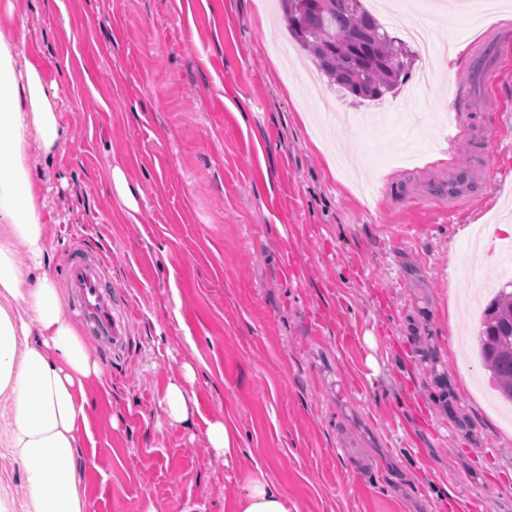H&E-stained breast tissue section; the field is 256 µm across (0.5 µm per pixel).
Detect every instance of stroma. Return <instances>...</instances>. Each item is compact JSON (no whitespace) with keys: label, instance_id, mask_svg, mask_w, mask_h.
<instances>
[{"label":"stroma","instance_id":"obj_1","mask_svg":"<svg viewBox=\"0 0 512 512\" xmlns=\"http://www.w3.org/2000/svg\"><path fill=\"white\" fill-rule=\"evenodd\" d=\"M67 136L34 166L62 282L74 248L112 276L130 343L87 386L92 512H235L260 469L291 512H512V428L466 355L474 304L512 280V21L480 0H392L465 41L452 78L375 101L318 77L276 0H11ZM498 51L481 53L489 44ZM121 167L130 210L110 185ZM457 168L473 187L433 200ZM456 305L457 322L449 320ZM191 366L190 421L160 401ZM242 456L208 448L205 423ZM0 498L28 512L6 446ZM206 440L214 451L224 454V460L237 458L243 452L236 432L223 420L206 421Z\"/></svg>","mask_w":512,"mask_h":512}]
</instances>
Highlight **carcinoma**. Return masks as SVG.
I'll list each match as a JSON object with an SVG mask.
<instances>
[{
    "instance_id": "carcinoma-1",
    "label": "carcinoma",
    "mask_w": 512,
    "mask_h": 512,
    "mask_svg": "<svg viewBox=\"0 0 512 512\" xmlns=\"http://www.w3.org/2000/svg\"><path fill=\"white\" fill-rule=\"evenodd\" d=\"M282 8L298 44L351 96L376 100L405 79L394 40L363 5L351 10L346 0H282ZM479 350L500 397L512 402V291L502 289L483 310Z\"/></svg>"
}]
</instances>
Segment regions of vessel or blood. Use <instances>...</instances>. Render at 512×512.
I'll return each instance as SVG.
<instances>
[{"instance_id":"1","label":"vessel or blood","mask_w":512,"mask_h":512,"mask_svg":"<svg viewBox=\"0 0 512 512\" xmlns=\"http://www.w3.org/2000/svg\"><path fill=\"white\" fill-rule=\"evenodd\" d=\"M64 286L89 333L99 336L111 352L125 349L130 341L128 324L112 310V293L105 269L90 259L84 249L72 251Z\"/></svg>"}]
</instances>
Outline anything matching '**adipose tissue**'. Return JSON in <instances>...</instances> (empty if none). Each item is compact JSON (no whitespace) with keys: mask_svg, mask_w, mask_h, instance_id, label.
Returning <instances> with one entry per match:
<instances>
[{"mask_svg":"<svg viewBox=\"0 0 512 512\" xmlns=\"http://www.w3.org/2000/svg\"><path fill=\"white\" fill-rule=\"evenodd\" d=\"M0 15V391L14 396L10 449L23 466L31 512H89L77 471L88 429L85 386L103 369L45 273L48 231L26 156L29 139L53 159L65 127L37 59H22ZM31 265L19 266L16 243ZM236 512H291L263 471L245 479Z\"/></svg>","mask_w":512,"mask_h":512,"instance_id":"adipose-tissue-1","label":"adipose tissue"}]
</instances>
